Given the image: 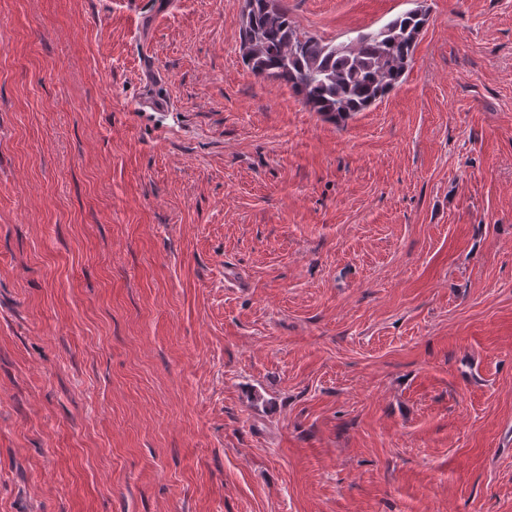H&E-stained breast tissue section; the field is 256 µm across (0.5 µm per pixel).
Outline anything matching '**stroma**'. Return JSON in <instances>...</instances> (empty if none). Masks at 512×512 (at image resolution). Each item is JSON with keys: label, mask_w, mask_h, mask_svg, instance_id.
I'll return each mask as SVG.
<instances>
[{"label": "stroma", "mask_w": 512, "mask_h": 512, "mask_svg": "<svg viewBox=\"0 0 512 512\" xmlns=\"http://www.w3.org/2000/svg\"><path fill=\"white\" fill-rule=\"evenodd\" d=\"M283 2L427 21L334 120L245 0H0V512H512V0Z\"/></svg>", "instance_id": "35a3bbf8"}]
</instances>
